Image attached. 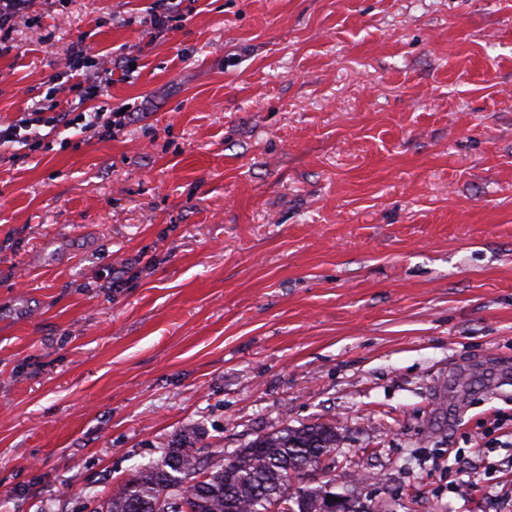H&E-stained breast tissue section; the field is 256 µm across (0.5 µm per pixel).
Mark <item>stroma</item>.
I'll use <instances>...</instances> for the list:
<instances>
[{"label":"stroma","instance_id":"1","mask_svg":"<svg viewBox=\"0 0 512 512\" xmlns=\"http://www.w3.org/2000/svg\"><path fill=\"white\" fill-rule=\"evenodd\" d=\"M149 5L33 0L0 57L8 122L139 55L114 137L0 148V512L311 422L369 512H512V0ZM194 0H152L149 6V23L154 39L163 38L172 29V22L184 21L188 15L182 2Z\"/></svg>","mask_w":512,"mask_h":512}]
</instances>
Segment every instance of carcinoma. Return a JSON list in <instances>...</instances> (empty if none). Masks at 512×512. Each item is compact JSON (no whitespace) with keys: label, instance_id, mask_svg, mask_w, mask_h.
<instances>
[{"label":"carcinoma","instance_id":"obj_1","mask_svg":"<svg viewBox=\"0 0 512 512\" xmlns=\"http://www.w3.org/2000/svg\"><path fill=\"white\" fill-rule=\"evenodd\" d=\"M336 427L314 423L259 434L231 452L197 447L188 428L159 459L136 470L100 504V512H329ZM324 474L317 487L304 483Z\"/></svg>","mask_w":512,"mask_h":512}]
</instances>
